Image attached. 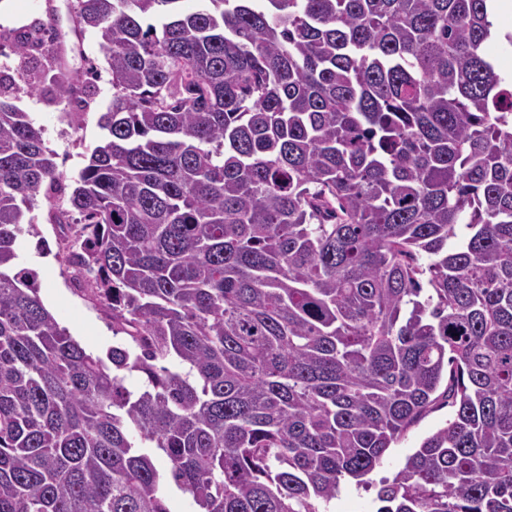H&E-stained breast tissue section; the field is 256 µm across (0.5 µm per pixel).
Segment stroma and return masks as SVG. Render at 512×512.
<instances>
[{
	"instance_id": "35a3bbf8",
	"label": "stroma",
	"mask_w": 512,
	"mask_h": 512,
	"mask_svg": "<svg viewBox=\"0 0 512 512\" xmlns=\"http://www.w3.org/2000/svg\"><path fill=\"white\" fill-rule=\"evenodd\" d=\"M50 2L59 10L61 28H68L72 0H0V75L22 87L16 103L41 128L46 146L54 152L58 168L64 173L61 189L38 195L27 212V219L37 224L38 231L20 238L16 266L34 276L44 304L70 335L86 350L102 356L113 344L112 320L80 293L62 261L59 238L48 214L51 204H66L74 176L103 135L99 118L112 101V81L97 35L86 33L80 47L62 61L72 73L83 76L87 87L88 105L80 115L73 116L67 103L56 100L49 84L42 81L43 75L60 62L54 44L44 43L23 56L15 52L11 34L29 30L35 21L45 19ZM30 84L36 85V92H27ZM452 417V408L445 405L425 415L388 449L370 473V481L393 478L421 441Z\"/></svg>"
}]
</instances>
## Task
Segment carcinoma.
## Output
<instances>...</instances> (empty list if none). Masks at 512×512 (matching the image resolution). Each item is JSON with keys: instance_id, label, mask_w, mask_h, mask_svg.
I'll return each instance as SVG.
<instances>
[{"instance_id": "carcinoma-1", "label": "carcinoma", "mask_w": 512, "mask_h": 512, "mask_svg": "<svg viewBox=\"0 0 512 512\" xmlns=\"http://www.w3.org/2000/svg\"><path fill=\"white\" fill-rule=\"evenodd\" d=\"M181 2L73 5L112 104L51 216L112 314L105 359L15 268L63 173L0 98V512H169L168 485L199 512H321L441 400L453 419L377 512H512V81L484 53L489 0ZM51 83L83 102L72 73Z\"/></svg>"}]
</instances>
